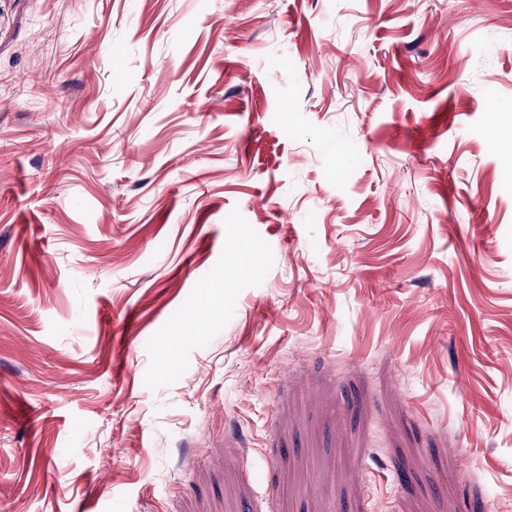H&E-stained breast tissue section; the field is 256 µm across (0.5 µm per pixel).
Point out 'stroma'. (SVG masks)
<instances>
[{
  "mask_svg": "<svg viewBox=\"0 0 512 512\" xmlns=\"http://www.w3.org/2000/svg\"><path fill=\"white\" fill-rule=\"evenodd\" d=\"M512 0H0V512H512Z\"/></svg>",
  "mask_w": 512,
  "mask_h": 512,
  "instance_id": "35a3bbf8",
  "label": "stroma"
}]
</instances>
